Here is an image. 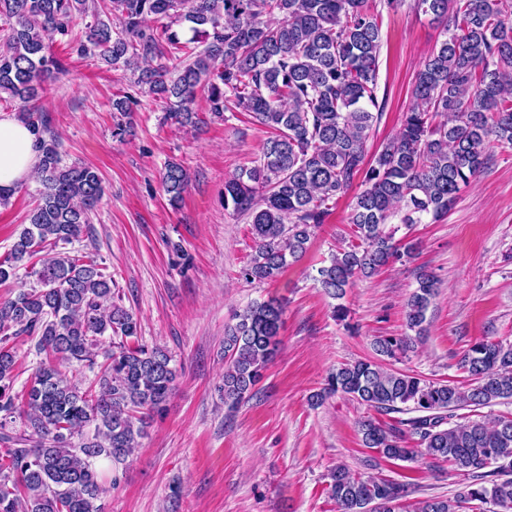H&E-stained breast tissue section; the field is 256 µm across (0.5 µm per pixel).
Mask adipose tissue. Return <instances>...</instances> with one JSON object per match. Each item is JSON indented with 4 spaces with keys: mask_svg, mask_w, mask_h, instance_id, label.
Instances as JSON below:
<instances>
[{
    "mask_svg": "<svg viewBox=\"0 0 512 512\" xmlns=\"http://www.w3.org/2000/svg\"><path fill=\"white\" fill-rule=\"evenodd\" d=\"M38 162L33 132L0 113V186H13L32 177Z\"/></svg>",
    "mask_w": 512,
    "mask_h": 512,
    "instance_id": "1",
    "label": "adipose tissue"
}]
</instances>
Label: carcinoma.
<instances>
[{"instance_id": "1", "label": "carcinoma", "mask_w": 512, "mask_h": 512, "mask_svg": "<svg viewBox=\"0 0 512 512\" xmlns=\"http://www.w3.org/2000/svg\"><path fill=\"white\" fill-rule=\"evenodd\" d=\"M418 13L444 23V39L418 69L414 102L399 134L368 157L379 100L381 13L376 0H0V98L22 103L21 122L36 134L40 190L26 225L0 259V283L19 263L49 249L32 269L35 284L0 302V512H96L105 491L96 462H121L143 433L139 413L158 411L172 395V356L142 344L134 314L115 301L112 277L96 260L66 251L79 240L104 194L96 168L67 164L38 101L40 83L66 71L51 52L68 37L78 56L140 71L137 84L167 103L166 118L197 124L192 104L207 87L208 112L252 117L268 130L257 164L224 182V209L251 218L254 254L243 277L276 278L307 252L355 180L349 204L353 241L317 269L315 284L333 300L358 278L411 260L416 243L396 238L399 226L448 214L462 189L487 164L492 143L512 148V0H410ZM91 15L84 33L75 15ZM151 17L170 19L159 31ZM181 31L172 29L173 24ZM157 61L140 68V61ZM186 168L166 165L163 189L182 200ZM439 282L416 270L406 303L415 336H379L377 355L399 360L424 335ZM283 307L255 302L224 336V403L248 397L273 359ZM37 338L49 355L21 396L12 394L16 356L9 342ZM99 368L84 389L59 365ZM469 383L433 380L357 360L329 373L312 404L343 395L378 413L414 416L382 425L359 423L365 447L401 462L427 458L476 478L451 498L425 500L413 512H512V416L491 423L460 414L512 400V343L490 338L464 353ZM24 419L36 435L27 447L4 431ZM413 438L417 447L409 448ZM337 512H407L405 487L330 473Z\"/></svg>"}]
</instances>
